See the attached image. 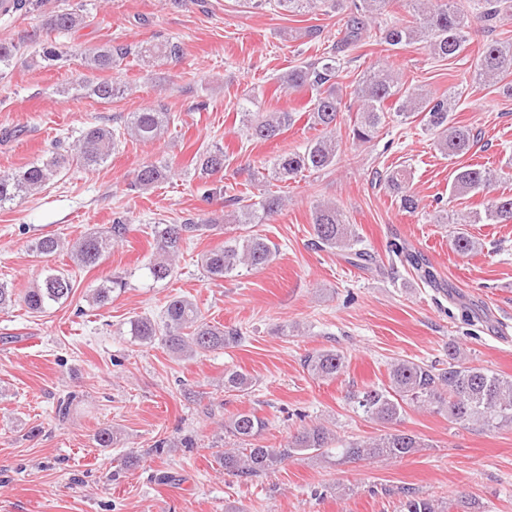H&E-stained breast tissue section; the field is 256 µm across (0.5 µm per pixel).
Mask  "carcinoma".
Wrapping results in <instances>:
<instances>
[{
  "label": "carcinoma",
  "mask_w": 512,
  "mask_h": 512,
  "mask_svg": "<svg viewBox=\"0 0 512 512\" xmlns=\"http://www.w3.org/2000/svg\"><path fill=\"white\" fill-rule=\"evenodd\" d=\"M254 8L275 5L295 16L318 11L347 12L343 41L335 44L312 61L294 66L279 77V88L284 92L309 91L312 94L308 111V128L318 135L302 146L279 154L265 162L259 172V181L288 182L310 171H320L336 164L341 140L336 136L342 113V101L336 94V85L342 77V53L355 50L374 38L390 46L425 44L429 54L438 61L458 57L471 44L472 20L457 7L456 0H405L403 7L411 19L382 21L390 15L394 0H246ZM46 0H0V19L37 15L41 26L50 32L69 33L85 22L82 4L70 8L46 11ZM479 19L493 25L501 12L512 9L508 0H480ZM17 45L0 41V78L12 70L17 57ZM84 66L91 71H110L129 56L152 64L183 55L180 42L163 40L157 43L128 45L109 43L93 51L80 52ZM512 70V47L490 41L478 47L472 78L493 86L504 80ZM80 90L102 102L124 96L129 90L113 80L87 81L78 84ZM353 96L357 103L356 116L349 125L352 141L367 144L378 137L387 120H417L430 134L441 155L454 161L449 176L450 194L465 197L484 194L480 209L461 210L453 214L454 224H510L512 223V196L491 195L498 179L497 170L483 164H471L465 157L481 140V132L453 118L458 111L460 94H434L417 85H407L386 65L368 68L356 82ZM261 105L259 93L251 89L244 94L240 106L241 123L248 136L268 141L294 126L297 113L291 110L254 112ZM174 121L164 107H150L132 113L130 120L119 128L91 122L81 131L74 145L57 151L40 162L0 172V208L30 194L37 193L53 182L64 170L77 165L94 168L106 162L119 139H131L149 144L160 140ZM226 155L224 147L215 145L193 157L198 178L211 181L204 185L203 197L222 195L231 187L222 185ZM172 164L162 160H147L134 172L132 190L154 188L170 175ZM386 186L397 198L400 208L415 212L421 199L412 190L406 173L391 170L382 175ZM287 198L261 193L259 199L243 203L240 196L231 195L237 205L227 218L229 224L244 227L264 224L282 211ZM316 243L322 248L352 251L353 259L365 261L367 253L353 250L358 241L354 225L345 222L343 214L331 203H318L311 214ZM222 228L211 219H199L184 224H157L153 231V259L146 265L154 281L170 277L175 269L183 242L198 232ZM126 225L116 222L109 227L88 230L69 248L70 258L81 267L96 266L112 248V240L122 238ZM452 249L461 255L476 250V241L464 231H456L451 238ZM64 248L57 237L44 236L29 246L35 257H50ZM274 249L260 234L230 235L224 244L202 255L201 264L208 277L222 280L242 275L244 271L258 270L272 260ZM396 256L409 263L419 277L428 283L436 282L431 267L403 245L396 247ZM72 277L60 270L49 269L42 282L20 295L5 283H0V309L21 302L31 313L42 314L56 304L66 302L74 294ZM127 288L125 278L110 275L102 280L92 295V302L104 305L112 300V293ZM129 334L142 344L156 341L169 354L181 358L222 350L243 340L242 330L211 324L202 317L198 307L184 296L171 298L161 321L138 317L129 321ZM304 368L315 379L327 381L338 377L346 368L344 354L333 349L319 350L307 357ZM253 387L252 378L236 368L224 370V391L247 393ZM352 412L383 425L387 431L362 440L343 441L323 423L302 426L289 435L281 448H267L259 444L267 421L251 410L238 411L224 420V435L235 447L226 448L218 456L224 472L242 477H260L279 464L307 456L326 463L365 460L391 462L414 455L427 447L421 438L394 428L406 414V409L429 411L448 418L452 425L463 429L492 431L512 427V376H504L487 368L470 364L468 357L456 346L448 347V362L436 364L396 359L389 364L388 381L366 387L348 396ZM402 512H447L446 507L430 498H410L402 505Z\"/></svg>",
  "instance_id": "carcinoma-1"
}]
</instances>
